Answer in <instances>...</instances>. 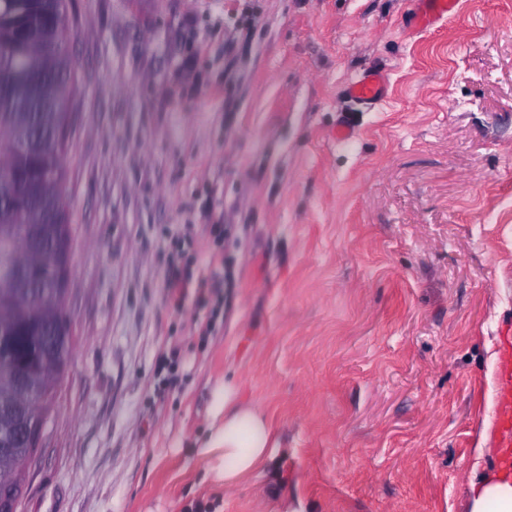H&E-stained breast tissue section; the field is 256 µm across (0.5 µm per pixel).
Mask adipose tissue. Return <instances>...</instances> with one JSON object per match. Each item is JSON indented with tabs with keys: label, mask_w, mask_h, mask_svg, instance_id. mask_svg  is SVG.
I'll list each match as a JSON object with an SVG mask.
<instances>
[{
	"label": "adipose tissue",
	"mask_w": 512,
	"mask_h": 512,
	"mask_svg": "<svg viewBox=\"0 0 512 512\" xmlns=\"http://www.w3.org/2000/svg\"><path fill=\"white\" fill-rule=\"evenodd\" d=\"M270 442L271 430L263 415L248 404L225 397L224 424L211 440L212 447L223 451L224 466L219 474L225 486H235L262 466ZM470 512H512V473L476 472Z\"/></svg>",
	"instance_id": "obj_1"
}]
</instances>
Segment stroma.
I'll return each mask as SVG.
<instances>
[{"mask_svg":"<svg viewBox=\"0 0 512 512\" xmlns=\"http://www.w3.org/2000/svg\"><path fill=\"white\" fill-rule=\"evenodd\" d=\"M71 0L74 343L24 512H469L512 335V0ZM390 73L384 106L343 96ZM348 121L354 138L330 133ZM237 225L218 331L165 302L182 225ZM181 359L159 390L170 345ZM272 431L234 487L224 390ZM414 13L420 26H430L458 12L457 0H413Z\"/></svg>","mask_w":512,"mask_h":512,"instance_id":"obj_1","label":"stroma"}]
</instances>
